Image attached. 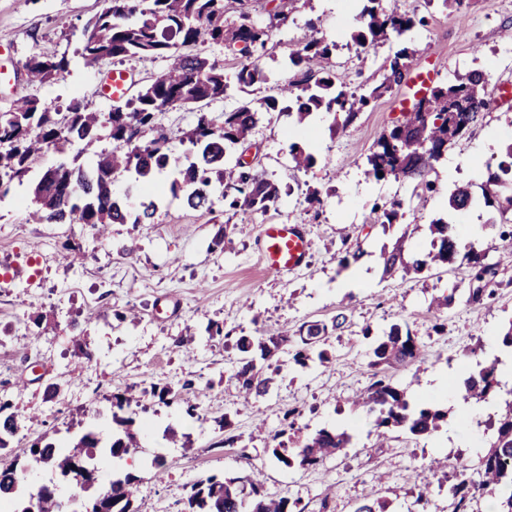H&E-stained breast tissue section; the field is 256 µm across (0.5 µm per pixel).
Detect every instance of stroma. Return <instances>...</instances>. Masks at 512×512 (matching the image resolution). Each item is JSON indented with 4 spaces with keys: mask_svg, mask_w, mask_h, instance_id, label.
Returning <instances> with one entry per match:
<instances>
[{
    "mask_svg": "<svg viewBox=\"0 0 512 512\" xmlns=\"http://www.w3.org/2000/svg\"><path fill=\"white\" fill-rule=\"evenodd\" d=\"M352 2L309 0L291 11V26L273 31L265 50L268 81L244 90L230 86L223 99L209 102L208 116L219 124L243 100L276 94L289 41L311 28L341 43L334 58L336 82L351 90L377 84L385 58L407 42L416 50L412 67L441 60L437 85L449 83L452 73L481 68L498 89L479 123L436 163L431 175L436 192L366 173L367 155L397 119L395 91L361 112L349 134L336 138L322 115L298 136L287 116H265L245 155L291 193L264 213L225 209L218 194L211 211L194 210L166 194L153 223L113 224L96 235L78 224L28 222L17 201L28 198L29 183L12 182L0 197V266L10 269L9 279H0V398L10 400L21 428L0 450V466L22 457L40 437L66 441L74 420L108 438L118 431L112 421L114 394L165 386L173 392L172 405L151 402L136 416L131 431L138 446L117 465L139 480L136 512H182L196 480L212 474L243 477L257 468L264 472L266 493L300 500L306 512H353L363 498L377 496L390 501V512H419L415 498L426 483L432 490L430 512H448L455 472L431 471V461L462 451L473 459L478 453L459 421V393L448 385L475 367L468 351L477 340L498 335L512 316V250L491 252L498 269L495 296L480 302L464 295L471 278L467 265L436 266L413 278L386 276L379 253L400 235L411 252H428L427 226L443 216L449 188L469 181L475 170L496 168L500 146L492 138L512 135V89L500 88L512 82V61L499 52L503 29L512 28V0H465L462 19L434 0H385L418 24L403 39L376 47L364 62L345 47L355 26ZM102 7L103 0H0V66L11 74L10 84L0 87V108L21 95L62 111L79 97L107 112L112 103L99 95L103 73L130 71L140 86L159 76L167 67L161 57L83 67L81 31ZM38 54L67 56L68 73L42 84L28 82L23 64ZM295 143L318 159L308 171L296 170L290 161ZM314 188L322 193L317 203L307 200ZM395 200L403 205L402 215L382 231V212ZM264 224L308 227L307 268L285 279L264 271L258 253ZM221 228L229 238L222 248L213 244ZM358 249L364 252L359 262L340 269V257ZM438 295L453 298L440 335L430 330L429 303ZM340 312L347 314L348 326L325 340L328 367L299 369L289 350L281 349L271 360L279 368L274 387L253 405H243L233 377L234 339L277 328L292 333L307 322L328 324ZM211 322L223 325L228 340L209 339ZM403 322L421 336L426 360L395 370L394 382L413 400L436 401L451 413L438 435L417 438L399 431L378 448L371 418L352 404L370 377L363 332L378 334ZM188 332L197 338L189 353L176 345ZM84 345L92 349V359L82 358ZM189 403L198 404V417L185 414ZM291 408L301 410V422L311 432L355 426L353 447L319 466L285 467L271 454L272 438L281 434V419ZM169 426L187 435V442L168 441ZM281 436L284 448H291L292 434ZM156 455L167 462L160 476L150 466ZM380 473L386 477L381 486L374 481Z\"/></svg>",
    "mask_w": 512,
    "mask_h": 512,
    "instance_id": "1",
    "label": "stroma"
}]
</instances>
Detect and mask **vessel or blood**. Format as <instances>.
<instances>
[{
  "label": "vessel or blood",
  "mask_w": 512,
  "mask_h": 512,
  "mask_svg": "<svg viewBox=\"0 0 512 512\" xmlns=\"http://www.w3.org/2000/svg\"><path fill=\"white\" fill-rule=\"evenodd\" d=\"M440 61H432L425 71L416 73L407 83V90L398 101L397 110L409 112L412 97L425 93L438 76ZM134 83L132 73L113 70L101 80V93L105 98L117 100L128 94ZM260 259L269 274L285 276L299 271L311 247V241L299 224H264L260 227Z\"/></svg>",
  "instance_id": "b4317fda"
}]
</instances>
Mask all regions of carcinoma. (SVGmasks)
Here are the masks:
<instances>
[{
    "instance_id": "cac0c4a2",
    "label": "carcinoma",
    "mask_w": 512,
    "mask_h": 512,
    "mask_svg": "<svg viewBox=\"0 0 512 512\" xmlns=\"http://www.w3.org/2000/svg\"><path fill=\"white\" fill-rule=\"evenodd\" d=\"M105 7L94 16L81 33L80 52L83 65L96 67L107 59L138 57L168 61L166 70L138 93L119 100L108 113L98 112L91 103L73 99L67 112H53L36 98H24L6 110H0V193L8 184L21 180L33 170L41 173L32 189L29 219L37 224H82L101 232L109 224H150L157 212L154 201L144 202L132 212L113 194L117 175H131L136 182H150L172 166L168 137L157 129V115L163 108H191L204 101L224 97L229 82L224 67L208 57L186 54L181 48L198 43H222L240 56L235 82L251 87L268 80L256 53L265 49L269 31L255 26L251 18V0H104ZM362 7L357 24L350 34L353 44L365 53L379 44L401 38L414 25V19L383 4V0H359ZM337 42L312 36L289 43L284 58L286 70L299 73L279 85V96L255 97L233 112L224 113V123L214 124L199 113L195 125L183 133V140L194 149L193 158L177 169L170 183L173 196L183 193L186 205L194 210L212 209V189L224 187V206L230 210L267 212L276 206L291 188L232 158L237 147L250 141L254 128L267 114L287 116L297 127L308 125L315 115L332 116L328 126L335 137L348 130L358 114L403 82L416 50L402 45L383 66L382 78L363 92H350L334 84L333 56ZM66 56H32L23 64L30 82L45 83L68 71ZM494 88L481 70L456 73L454 82L432 89L428 98L414 104L411 112L398 120L377 140L366 156L367 173L378 178L412 181L427 191L434 188L428 176L435 163L456 140L467 134L487 109ZM112 140L109 149H97L102 129ZM157 135L148 143H137L146 130ZM53 153L58 163L41 168L43 157ZM498 171L490 172L475 194L470 186H459L448 195V212L463 214L476 210L495 211L496 223L502 226L498 247L512 249V141L504 144ZM95 156L89 166L79 163L84 155ZM293 167L307 171L317 163L307 148L293 144L290 150ZM432 236L430 250L419 257L404 247L405 236L392 247H383L379 260L383 273L419 274L432 266L465 262L472 271L467 301L491 297L488 288L497 274L496 265L488 261L493 246L476 238L460 252L453 225L436 220L428 225ZM453 302L443 296L432 300L434 312L431 329L444 330L440 313ZM347 317L338 314L332 324H310L291 340L286 332L265 336H240L235 342L239 352L234 378L244 400L268 394L273 378L265 375L256 359L270 360L280 347L293 342L292 360L301 369L312 364L330 362L321 342L328 330L341 331ZM373 338L369 368L370 384L356 395L354 403L375 415L373 430L377 447L382 448L399 430L414 436L431 435L448 422V411L431 404H414L408 391L393 383L392 372L418 367L424 362V342L411 328L393 324ZM502 360L495 354L489 361L477 362L479 370L464 381L462 398L476 403H495L486 418L475 421L486 439L478 455L477 466L458 456L457 483L448 488V512H476L483 498L497 504L496 512H512V388L500 380ZM112 421L130 425L132 414L145 409L144 401L126 392L113 396ZM18 421L11 403L0 398V448L5 438L18 433ZM353 436L345 429L321 428L299 440L294 455L281 452L282 444L271 448L272 456L288 467L294 464L317 466L327 458L351 447ZM104 448L107 457L121 460L127 449L137 447L130 432L103 442L98 434L87 430L68 447L39 438L26 451L28 466L47 465L61 476L79 478L87 491L97 479V465L85 456L86 448ZM263 472L252 476L224 479L210 475L194 483L187 498L185 512H241L244 504L251 512H304L298 499L274 497L263 492ZM17 467H0V502L16 501L13 512H64L59 499H33L18 495ZM137 478L126 474L109 482V487L80 501V512H134L132 502L137 492ZM389 502L381 497L367 498L353 512H388Z\"/></svg>"
}]
</instances>
